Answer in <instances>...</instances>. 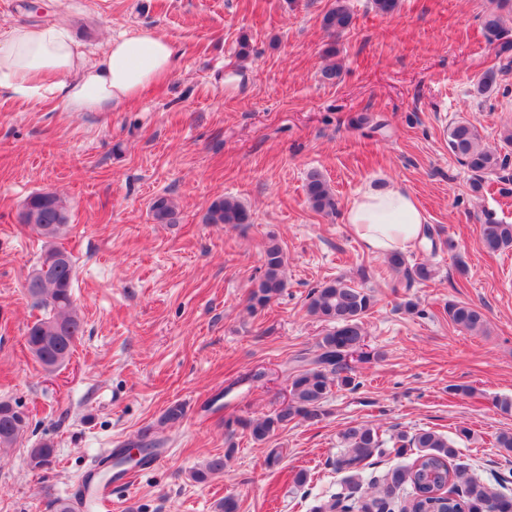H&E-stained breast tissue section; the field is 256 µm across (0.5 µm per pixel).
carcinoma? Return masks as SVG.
<instances>
[{
	"mask_svg": "<svg viewBox=\"0 0 512 512\" xmlns=\"http://www.w3.org/2000/svg\"><path fill=\"white\" fill-rule=\"evenodd\" d=\"M489 44L495 46L497 56L512 63V0H497L495 8L481 16ZM352 24L347 0H331L322 18V26L330 42L325 50L329 58L336 56V38ZM448 150L472 174V190L483 188V177L506 166L508 155H501L482 146L477 128L462 119L448 127ZM306 195L310 206L326 215L336 212L333 190L317 171L309 173ZM153 219L158 224H172L176 218V204L166 196H158L150 205ZM250 212L233 197H219L208 206L206 222L238 227L250 223ZM68 209L55 193L38 192L31 195L19 214L22 224H37V233L45 239V250L35 267L38 275L28 278L26 290L41 315L28 328L26 345L43 369L53 371L70 361L79 336L83 334V319L73 300L75 260L67 254L63 262H48V258L64 251L55 240L68 230ZM479 245L488 252L512 248V224H507L488 212L480 226ZM285 254L281 245L270 242L264 251V271L250 291L248 308L255 311L268 306L287 288ZM395 277L396 285L410 288L415 283L431 280L435 269L427 262L408 265L405 255L397 252L385 258ZM374 305V297L365 289L342 278L329 281L309 295L308 311L327 329L310 358H302L301 366L291 376L289 398L273 414L247 421L228 420L227 424H241L251 438L259 443L268 441L277 430L299 417L318 422L326 414L324 409L333 387H357L351 376L347 357L356 354L358 360L373 358L361 345L366 332L363 318ZM449 320L462 329L480 334L486 330L481 310L463 302L448 303ZM27 423L19 420L14 406L0 401V448L13 447L22 436ZM152 428L141 433L138 443L140 458L136 466H145L152 450L160 441L151 436ZM392 443L398 455L417 450L413 462L373 476L369 480L373 495L362 492L363 471L375 456L385 454V445ZM341 451L336 456V469L347 473L343 492L316 505L313 512H512V490L505 481L488 483L466 475L465 468L453 464L458 456L454 442L431 429L414 434L405 431L391 435L386 441L380 429L367 423H355L340 433ZM55 446L42 441L27 449L29 463L36 465L53 462ZM227 448L224 455L210 458L191 473V478L202 483L210 476L224 471V465L234 455Z\"/></svg>",
	"mask_w": 512,
	"mask_h": 512,
	"instance_id": "1",
	"label": "carcinoma"
}]
</instances>
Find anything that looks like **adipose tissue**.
<instances>
[{
	"label": "adipose tissue",
	"mask_w": 512,
	"mask_h": 512,
	"mask_svg": "<svg viewBox=\"0 0 512 512\" xmlns=\"http://www.w3.org/2000/svg\"><path fill=\"white\" fill-rule=\"evenodd\" d=\"M173 61L170 41L149 31L111 37L90 63L67 24L0 29V92L32 104L59 98L73 112L134 101ZM345 222L370 254L384 257L421 242L427 217L399 186H369L349 203Z\"/></svg>",
	"instance_id": "1"
}]
</instances>
